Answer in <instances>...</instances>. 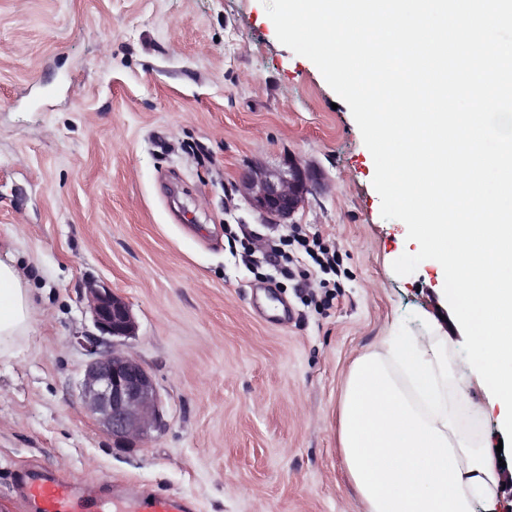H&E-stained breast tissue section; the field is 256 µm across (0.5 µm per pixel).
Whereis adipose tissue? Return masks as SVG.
Here are the masks:
<instances>
[{"instance_id": "1", "label": "adipose tissue", "mask_w": 512, "mask_h": 512, "mask_svg": "<svg viewBox=\"0 0 512 512\" xmlns=\"http://www.w3.org/2000/svg\"><path fill=\"white\" fill-rule=\"evenodd\" d=\"M28 280L0 260V351L25 335ZM350 482L366 512H498L501 475L457 428L437 336L387 337L352 364L338 415Z\"/></svg>"}]
</instances>
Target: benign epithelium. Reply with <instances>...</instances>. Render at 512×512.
I'll return each instance as SVG.
<instances>
[{"mask_svg":"<svg viewBox=\"0 0 512 512\" xmlns=\"http://www.w3.org/2000/svg\"><path fill=\"white\" fill-rule=\"evenodd\" d=\"M314 167L288 157L280 167L253 163L237 185L238 192L269 224H286L304 207L307 195L321 184ZM86 293L96 332L75 337L88 355L80 382L87 411L119 447L148 437L163 426L162 401L151 374L114 342L136 335L137 322L129 304L103 282L88 283Z\"/></svg>","mask_w":512,"mask_h":512,"instance_id":"7a95c632","label":"benign epithelium"}]
</instances>
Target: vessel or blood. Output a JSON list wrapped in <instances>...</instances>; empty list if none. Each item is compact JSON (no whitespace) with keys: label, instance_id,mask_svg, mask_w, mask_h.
<instances>
[{"label":"vessel or blood","instance_id":"vessel-or-blood-1","mask_svg":"<svg viewBox=\"0 0 512 512\" xmlns=\"http://www.w3.org/2000/svg\"><path fill=\"white\" fill-rule=\"evenodd\" d=\"M22 492L30 512H108L93 491L59 481L44 469L25 475ZM120 512H192V505L177 494L144 493L123 499Z\"/></svg>","mask_w":512,"mask_h":512}]
</instances>
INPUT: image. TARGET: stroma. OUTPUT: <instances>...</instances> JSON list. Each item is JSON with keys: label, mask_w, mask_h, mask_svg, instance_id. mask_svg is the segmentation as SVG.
Masks as SVG:
<instances>
[{"label": "stroma", "mask_w": 512, "mask_h": 512, "mask_svg": "<svg viewBox=\"0 0 512 512\" xmlns=\"http://www.w3.org/2000/svg\"><path fill=\"white\" fill-rule=\"evenodd\" d=\"M314 163L327 185L293 224L237 192L252 162ZM370 151L346 103L280 43L262 0H0V257L26 273L29 330L0 354V512H28L30 469L101 493L179 494L194 512H365L338 445L352 362L439 323L444 271L380 214ZM335 244L340 272L254 264L228 232L293 229ZM129 303L121 348L152 375L166 426L120 448L83 408L93 332L85 284ZM441 325L474 447L506 433L456 319Z\"/></svg>", "instance_id": "35a3bbf8"}]
</instances>
